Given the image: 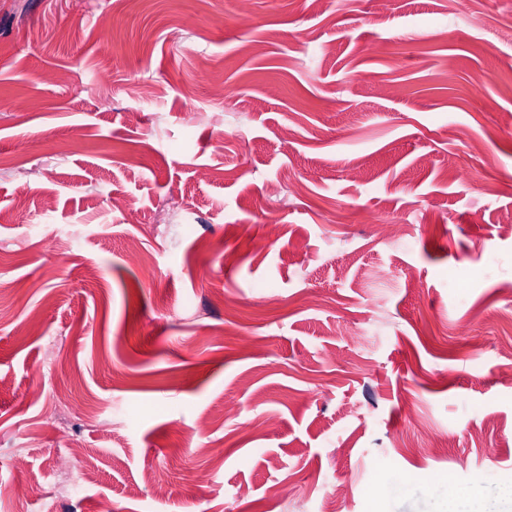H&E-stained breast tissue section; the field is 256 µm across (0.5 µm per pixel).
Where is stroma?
<instances>
[{
    "instance_id": "obj_1",
    "label": "stroma",
    "mask_w": 512,
    "mask_h": 512,
    "mask_svg": "<svg viewBox=\"0 0 512 512\" xmlns=\"http://www.w3.org/2000/svg\"><path fill=\"white\" fill-rule=\"evenodd\" d=\"M476 69L512 75L480 0H0V512H321L337 487L342 512H442L445 480L496 499L512 97ZM72 434L99 472L62 497Z\"/></svg>"
}]
</instances>
